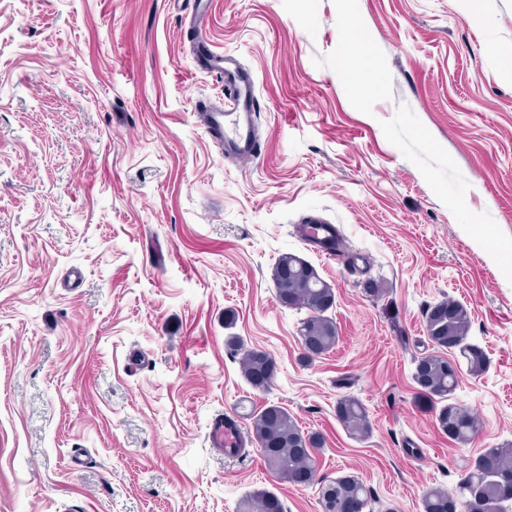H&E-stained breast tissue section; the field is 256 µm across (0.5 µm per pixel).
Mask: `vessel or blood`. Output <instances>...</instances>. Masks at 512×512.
Returning <instances> with one entry per match:
<instances>
[{"instance_id": "1", "label": "vessel or blood", "mask_w": 512, "mask_h": 512, "mask_svg": "<svg viewBox=\"0 0 512 512\" xmlns=\"http://www.w3.org/2000/svg\"><path fill=\"white\" fill-rule=\"evenodd\" d=\"M204 66L224 81L235 100L234 111L212 110L204 113L207 132L224 148L225 152L242 161L250 160L256 151L254 136L255 85L250 73L231 57L212 55L204 58ZM216 446L234 451L242 447L244 435L239 426L213 428Z\"/></svg>"}]
</instances>
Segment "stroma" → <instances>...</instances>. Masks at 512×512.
I'll return each mask as SVG.
<instances>
[{
    "instance_id": "stroma-1",
    "label": "stroma",
    "mask_w": 512,
    "mask_h": 512,
    "mask_svg": "<svg viewBox=\"0 0 512 512\" xmlns=\"http://www.w3.org/2000/svg\"><path fill=\"white\" fill-rule=\"evenodd\" d=\"M205 2L199 31L194 0H0V512H236L258 489L322 512L254 443L211 448L245 398L324 436L318 478L423 512L512 445V0ZM199 44L252 74L251 161L200 121L231 101ZM307 216L342 255L296 236ZM285 253L335 291L338 342L311 361L306 310L275 301ZM445 299L489 359L452 395L478 419L466 444L412 379ZM252 348L278 364L265 393L241 373ZM344 396L368 438L338 422ZM336 417L352 436L366 438L371 433V423L366 408L352 396H344L337 402Z\"/></svg>"
}]
</instances>
